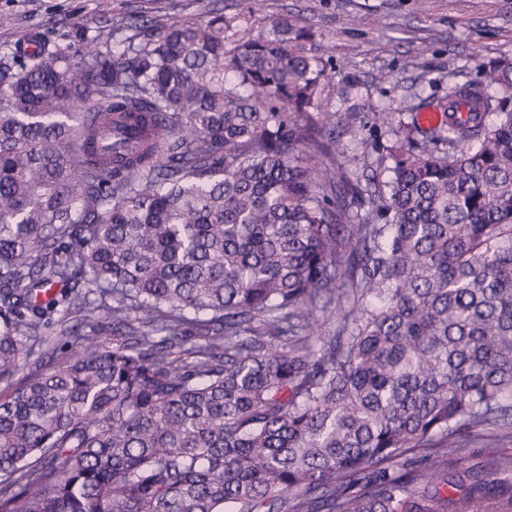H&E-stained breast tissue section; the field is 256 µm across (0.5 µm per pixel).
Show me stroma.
<instances>
[{
    "mask_svg": "<svg viewBox=\"0 0 512 512\" xmlns=\"http://www.w3.org/2000/svg\"><path fill=\"white\" fill-rule=\"evenodd\" d=\"M214 8L232 17L242 0H111L105 12L99 0H0V59L33 35L52 49L119 20L143 34L157 23L204 21ZM278 18L307 30L329 61L322 109L336 115L333 157L376 183L388 175L376 159L394 140L381 113L411 124L446 111L449 87L477 84L490 63L512 60V0H263L256 24ZM463 447L464 487L500 477L512 497V475L498 473L512 460V428L482 427Z\"/></svg>",
    "mask_w": 512,
    "mask_h": 512,
    "instance_id": "1",
    "label": "stroma"
}]
</instances>
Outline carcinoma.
<instances>
[{
  "label": "carcinoma",
  "instance_id": "carcinoma-1",
  "mask_svg": "<svg viewBox=\"0 0 512 512\" xmlns=\"http://www.w3.org/2000/svg\"><path fill=\"white\" fill-rule=\"evenodd\" d=\"M255 12L0 66V512H488L448 455L512 417V62L352 216L327 61ZM61 311L109 337L23 372Z\"/></svg>",
  "mask_w": 512,
  "mask_h": 512
}]
</instances>
